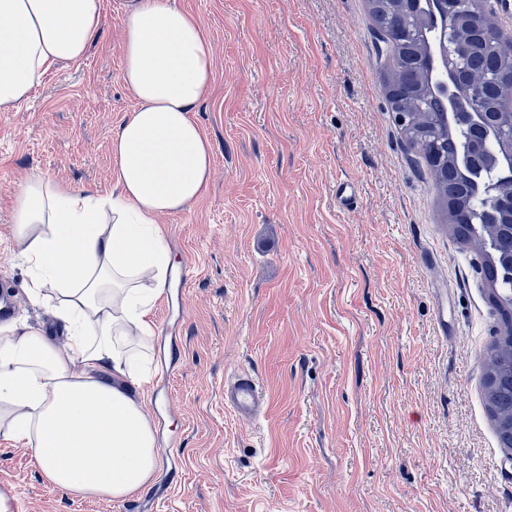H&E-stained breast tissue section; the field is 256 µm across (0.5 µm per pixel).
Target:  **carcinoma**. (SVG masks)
Listing matches in <instances>:
<instances>
[{
	"mask_svg": "<svg viewBox=\"0 0 512 512\" xmlns=\"http://www.w3.org/2000/svg\"><path fill=\"white\" fill-rule=\"evenodd\" d=\"M374 29L384 44L386 96L410 147L420 151L446 221L463 247L482 258L480 274L499 320L484 356L485 399L499 447L512 450V54L470 27L479 16L488 30L500 28L486 0H461L458 11L439 0H368ZM448 52L434 58L436 43ZM495 114L486 137L487 161L473 169L464 154L471 128Z\"/></svg>",
	"mask_w": 512,
	"mask_h": 512,
	"instance_id": "cac0c4a2",
	"label": "carcinoma"
}]
</instances>
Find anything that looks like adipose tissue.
I'll list each match as a JSON object with an SVG mask.
<instances>
[{"label":"adipose tissue","instance_id":"obj_1","mask_svg":"<svg viewBox=\"0 0 512 512\" xmlns=\"http://www.w3.org/2000/svg\"><path fill=\"white\" fill-rule=\"evenodd\" d=\"M102 19L103 0H0V112L80 61ZM121 50L137 106L112 132V193L36 174L14 207L32 295L49 297L65 334L0 326V437L31 450L52 487L115 501L160 462L142 391L171 267L159 219L210 180L212 148L191 114L214 65L200 22L173 0H128Z\"/></svg>","mask_w":512,"mask_h":512}]
</instances>
